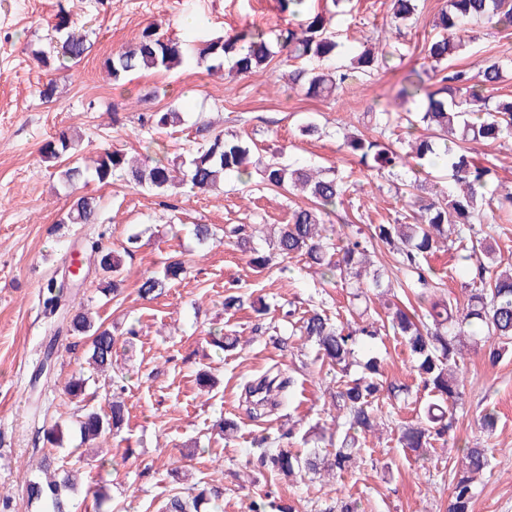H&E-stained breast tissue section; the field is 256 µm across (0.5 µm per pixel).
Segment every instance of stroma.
<instances>
[{"mask_svg":"<svg viewBox=\"0 0 512 512\" xmlns=\"http://www.w3.org/2000/svg\"><path fill=\"white\" fill-rule=\"evenodd\" d=\"M444 3L421 0L416 26L402 32L409 48L405 59H390L374 76L319 99L289 88L281 54L247 77L209 72L202 61L139 72L116 84L103 67L107 56L134 44L150 24L161 35L188 40L247 26L274 35L291 20L277 0H0V499L10 500L0 512H43L41 505L28 504L26 487L37 479L47 451L45 428L70 425L85 407L109 410L101 383H89L81 399L64 392L72 375L92 372L85 337L68 330L69 313L78 308L112 331L114 381L129 422L107 442L114 465L102 468L81 454L74 432L57 449L58 457L79 462L82 470L81 483L69 495L73 512H160L163 501L196 485L221 490L222 512H248L254 501L275 502L282 512H324L349 498L358 501L359 512H446L461 448L483 441L493 460L477 485L473 512H512V349L494 364L482 349L466 351L455 424L422 463L399 447L395 426L417 420L431 397L399 341L390 335L373 340L383 381L407 386L409 398L395 404L376 432L366 434L344 477L292 481L259 473L254 459L261 448L283 446L285 431L314 439L336 430L330 418L336 370L317 359L312 344L293 335L294 314L317 305L354 329L381 322L384 308L368 311L351 304L348 288L326 282L321 269L299 258L277 260L259 273L251 269L231 229L254 228L252 247L268 251L270 232L287 222L304 196L264 188L256 175L246 185L230 181L205 193L184 188L171 197L122 180L107 186L92 182L86 190L102 200L101 223L66 224L62 218L72 197L58 164L41 154L44 142L63 130L77 134L76 153L83 158L104 148L141 153L145 135L139 113L173 108L182 112L184 123L160 135L169 159L189 158L195 123L203 118L255 143L264 157L325 170L351 168L338 149L340 133L349 129L379 138L366 113L397 110L394 94L420 69L421 46L437 36L433 21ZM388 5L389 0H349L340 18L337 64H348L361 37L375 36ZM62 8L88 30L93 48L80 63L47 70L31 53L54 55L53 25ZM490 55L505 64L502 90L512 92V38L478 33L457 64L475 72ZM51 80L58 90L47 103L39 91ZM309 121L323 128L321 138L301 135ZM469 152L493 166L496 181L512 186V139L473 142ZM358 179L360 192L337 205L334 224L363 230L369 218L391 220L406 207L401 174L362 171ZM198 224L211 225L214 239L200 243L193 233ZM132 233L139 240L123 257L125 280L117 293H103L90 250L97 243L122 249ZM75 256L83 260L81 287L70 289L64 307L46 310L44 288L64 281ZM172 260L182 262L181 277L155 299L140 297L143 279ZM428 264L444 293L460 297L470 273L453 248H440ZM230 287L243 304L228 311L224 294ZM215 331L236 337L235 347H215ZM50 343L55 354L44 371L40 365ZM272 368L294 379V397L270 415L251 418L245 387ZM487 408L498 414L490 436L480 426ZM224 418L238 422L234 437L220 434L216 423ZM98 488L109 495L100 508L93 497Z\"/></svg>","mask_w":512,"mask_h":512,"instance_id":"35a3bbf8","label":"stroma"}]
</instances>
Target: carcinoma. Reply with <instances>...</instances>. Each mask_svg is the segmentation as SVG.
Listing matches in <instances>:
<instances>
[{"label":"carcinoma","instance_id":"1","mask_svg":"<svg viewBox=\"0 0 512 512\" xmlns=\"http://www.w3.org/2000/svg\"><path fill=\"white\" fill-rule=\"evenodd\" d=\"M331 7L319 8L312 0H281L282 9L295 23L270 39L259 30L243 29L203 41L198 56L191 44L179 38L163 37L147 26L137 41L113 52L104 60V68L114 83L139 71H170L191 60H209V70L224 68L231 61L229 73L246 77L268 65L278 54L291 62L288 81L305 95L327 99L336 89L354 77L371 75L386 66L388 58H403L398 46L388 52L377 50L367 39L359 43V51L350 64L334 65L338 48L334 20L344 13L346 0H330ZM419 13L418 0H390V21L396 32L414 23ZM484 23L491 33L512 37V0H448L434 21L439 34L424 43L423 60L433 69L435 83L408 81L398 90L395 99L420 102L415 112H391L382 109L371 113L380 129L381 138L367 140L357 134H346L340 149L344 150L361 170L380 173L407 167L413 179L407 186L411 194L409 208L398 214L395 222L369 225V235L357 231L333 243L323 234L325 225L333 223L336 205L357 191L358 182L331 172L320 173L309 166H291L270 158L253 159V147L244 139L217 131L209 122L197 124V147L181 164L170 163L164 144L151 137L182 124L181 113L156 110L138 114L142 130L150 134L145 141V159L136 160L127 154L106 149L93 160V166L66 161L75 155L74 135L61 131L41 147L45 159L65 163L62 179L75 187L95 181L108 185L115 177L126 176L142 189L165 193L185 185L192 190H211L228 178L243 183L251 176L250 168L260 172L261 183L268 188L289 193H302L308 203L295 207L288 222L278 225L272 252L266 254L250 249L249 265L257 272L278 258L302 257L312 265L325 269L330 278L338 279L355 289V295L376 292L382 287L379 272L368 273L366 253L383 246L394 256V280L426 303L424 316L398 304L388 308L382 326L368 323L354 331H345L340 322H333L325 310H306L297 320L300 335L316 347L317 357L336 367L335 405L344 411L346 431L334 448H310L301 439L300 448H268L257 457L259 468L286 476L319 474L336 469L340 475L360 452L359 436L367 434L383 417L379 395L397 400L408 390L384 385L380 379V358L369 356L360 360L364 339L373 340L387 331L400 337L408 350L424 387L433 402L415 423L399 425L398 442L405 452L417 458L427 455L433 442L443 439L452 426L454 406L461 398L463 380L458 376L462 359V338L483 344L490 363H496L512 346V267L497 271L495 251L489 243L494 227L484 220L485 208L496 209L512 219V189L490 177L489 168L478 164L468 154L470 141H496L512 138V96L498 95L504 81L500 61L489 58L477 74L448 64L465 48L468 26ZM58 55L69 62H78L91 50L88 34L73 27L70 14L59 8L54 25ZM447 162L448 171L459 193H448L422 177L423 167L436 159ZM62 224L100 223L99 200L90 194L75 198ZM451 242L462 258L475 266L473 277L462 285L464 301L451 300L442 294L440 282L432 278V269L425 265L428 254ZM94 257L112 292L123 279L121 255L110 247L94 246ZM180 262L167 264L160 277H147L139 287L143 298L154 299L162 288L183 274ZM69 331L89 338L88 363L100 372L112 367L115 339L112 331L96 321L83 309L70 317ZM362 365V374L351 377L354 365ZM294 381L278 374H267L248 387L250 413L261 416L284 400L291 399ZM126 421L124 404L114 400L109 412L102 415L88 409L76 417L81 442L92 445L122 428ZM462 470L455 474L449 494L447 512H473L476 480L491 466L492 453L487 448L465 447ZM40 470L44 478L27 487L30 501L39 502L49 512H68L65 492L74 488L80 469L67 466L62 460L43 456ZM208 490L187 498L173 496L165 512H198L207 500Z\"/></svg>","mask_w":512,"mask_h":512}]
</instances>
